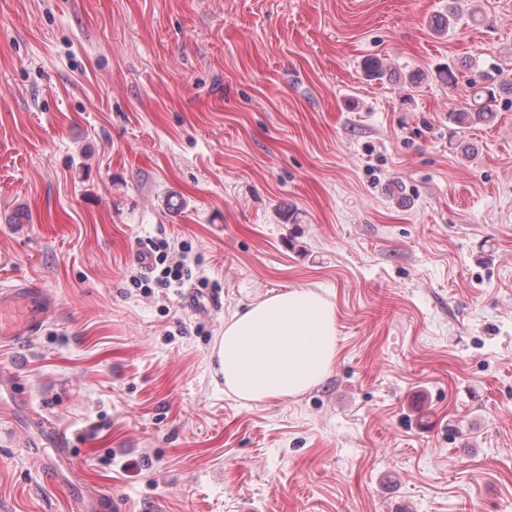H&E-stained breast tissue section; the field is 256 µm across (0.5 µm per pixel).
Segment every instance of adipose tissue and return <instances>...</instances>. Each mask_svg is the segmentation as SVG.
I'll use <instances>...</instances> for the list:
<instances>
[{"label": "adipose tissue", "mask_w": 512, "mask_h": 512, "mask_svg": "<svg viewBox=\"0 0 512 512\" xmlns=\"http://www.w3.org/2000/svg\"><path fill=\"white\" fill-rule=\"evenodd\" d=\"M336 357L335 306L307 288L234 312L211 351L225 392L244 403L300 396L325 380Z\"/></svg>", "instance_id": "ef3b65f1"}]
</instances>
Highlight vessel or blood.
<instances>
[{"label":"vessel or blood","instance_id":"1","mask_svg":"<svg viewBox=\"0 0 512 512\" xmlns=\"http://www.w3.org/2000/svg\"><path fill=\"white\" fill-rule=\"evenodd\" d=\"M54 308V301L30 282L0 293V343L34 335ZM71 507L73 512H124L118 500L93 491L77 493Z\"/></svg>","mask_w":512,"mask_h":512}]
</instances>
